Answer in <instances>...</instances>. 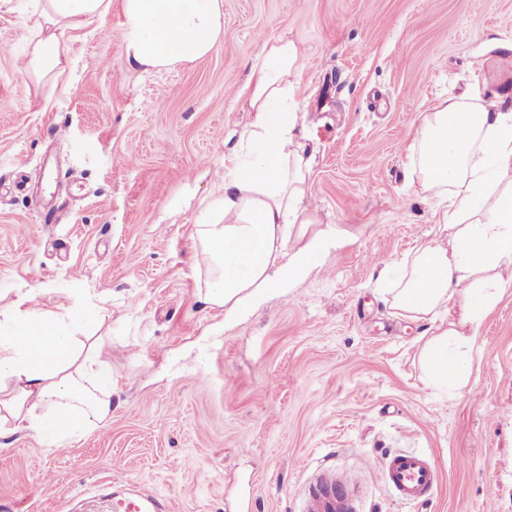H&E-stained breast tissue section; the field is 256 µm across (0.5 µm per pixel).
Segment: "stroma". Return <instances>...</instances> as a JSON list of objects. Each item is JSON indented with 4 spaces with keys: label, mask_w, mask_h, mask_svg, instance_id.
Returning <instances> with one entry per match:
<instances>
[{
    "label": "stroma",
    "mask_w": 512,
    "mask_h": 512,
    "mask_svg": "<svg viewBox=\"0 0 512 512\" xmlns=\"http://www.w3.org/2000/svg\"><path fill=\"white\" fill-rule=\"evenodd\" d=\"M35 0L0 5V317L93 303L112 415L65 447L0 437V512H301L332 467L351 512H512V279L477 328L472 375L428 385L414 343L435 322L375 286L444 206L410 173L420 113L479 85L512 88V0H224L211 56L159 72L121 52V0L73 33L60 80L24 69ZM301 51L302 202L336 249L228 327L204 300L194 228L224 192L252 114L235 96L262 43ZM426 454L431 502L394 499L389 452Z\"/></svg>",
    "instance_id": "stroma-1"
}]
</instances>
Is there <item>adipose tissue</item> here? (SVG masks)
<instances>
[{
  "mask_svg": "<svg viewBox=\"0 0 512 512\" xmlns=\"http://www.w3.org/2000/svg\"><path fill=\"white\" fill-rule=\"evenodd\" d=\"M112 0H40L27 42L26 71L58 78L70 31L106 13ZM122 51L145 73L201 60L224 37V0H122ZM300 50L280 35L268 39L236 98L253 114L224 177V193L196 226L211 269L206 300L240 323L275 291L291 287L336 247L332 229L300 248L288 240L303 224L311 157L296 140L291 112ZM412 172L447 203L448 246H420L412 260L386 265L393 305L411 315L460 313L447 328L421 338L428 381L458 388L470 377V351L483 315L502 292L501 268L512 266V106L489 111L476 89L438 101L422 113L409 147ZM84 306L61 311L16 308L0 320V426L61 442L89 432L112 414L110 366L77 336Z\"/></svg>",
  "mask_w": 512,
  "mask_h": 512,
  "instance_id": "1",
  "label": "adipose tissue"
}]
</instances>
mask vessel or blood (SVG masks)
Masks as SVG:
<instances>
[{"label":"vessel or blood","mask_w":512,"mask_h":512,"mask_svg":"<svg viewBox=\"0 0 512 512\" xmlns=\"http://www.w3.org/2000/svg\"><path fill=\"white\" fill-rule=\"evenodd\" d=\"M379 478L391 495L402 503L419 505L430 500L439 475L431 459L418 452H394L386 455L378 468ZM334 472H325L310 485L304 495L303 512H344V497Z\"/></svg>","instance_id":"b4317fda"}]
</instances>
